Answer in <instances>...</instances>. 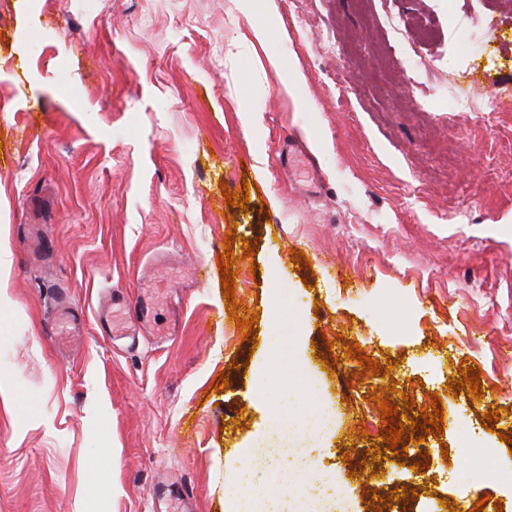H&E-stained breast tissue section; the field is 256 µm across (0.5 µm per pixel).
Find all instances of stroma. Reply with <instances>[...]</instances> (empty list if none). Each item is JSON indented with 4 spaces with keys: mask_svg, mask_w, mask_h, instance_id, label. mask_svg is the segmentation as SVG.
<instances>
[{
    "mask_svg": "<svg viewBox=\"0 0 512 512\" xmlns=\"http://www.w3.org/2000/svg\"><path fill=\"white\" fill-rule=\"evenodd\" d=\"M289 135L320 191L282 171ZM43 223L40 256L22 227ZM1 225L0 512H166L182 481L194 512H229L268 415L318 404L348 512H512V0H0ZM161 251L180 287L155 317L178 336L116 354L90 319L48 343L53 289L135 295ZM473 367L479 399L450 389ZM388 387L415 398L398 422L436 393L444 425L379 461ZM282 154L285 153L287 161H290L293 155H298L303 163L304 168L306 169L309 177L314 182L316 186H319L317 181L313 180L312 172L319 171V163L317 158L310 152L303 149V146L296 139H288L284 142L282 148Z\"/></svg>",
    "mask_w": 512,
    "mask_h": 512,
    "instance_id": "obj_1",
    "label": "stroma"
}]
</instances>
